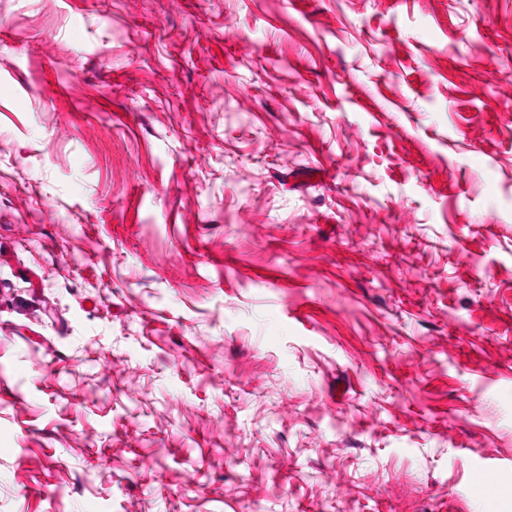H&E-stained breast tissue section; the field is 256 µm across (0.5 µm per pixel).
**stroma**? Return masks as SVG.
<instances>
[{
	"label": "stroma",
	"mask_w": 512,
	"mask_h": 512,
	"mask_svg": "<svg viewBox=\"0 0 512 512\" xmlns=\"http://www.w3.org/2000/svg\"><path fill=\"white\" fill-rule=\"evenodd\" d=\"M0 512H512V0H0Z\"/></svg>",
	"instance_id": "35a3bbf8"
}]
</instances>
